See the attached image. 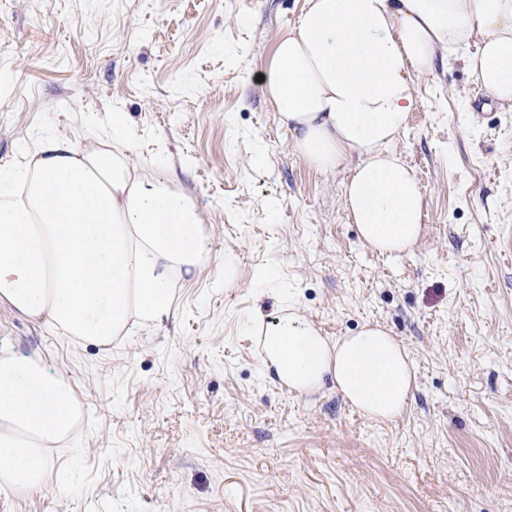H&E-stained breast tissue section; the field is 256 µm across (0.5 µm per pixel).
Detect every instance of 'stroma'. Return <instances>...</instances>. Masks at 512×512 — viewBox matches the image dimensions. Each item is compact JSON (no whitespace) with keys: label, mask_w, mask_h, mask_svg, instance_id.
I'll list each match as a JSON object with an SVG mask.
<instances>
[{"label":"stroma","mask_w":512,"mask_h":512,"mask_svg":"<svg viewBox=\"0 0 512 512\" xmlns=\"http://www.w3.org/2000/svg\"><path fill=\"white\" fill-rule=\"evenodd\" d=\"M303 4L0 0V168L124 113L210 241L170 321L107 351L0 307V342L66 372L83 411L53 452L61 487L0 491V512H512V105L460 60L417 80L393 148L423 233L378 255L344 208L347 165L300 159L256 82ZM292 307L331 342L368 322L397 336L404 414L372 421L332 381L289 395L267 377L247 338Z\"/></svg>","instance_id":"1"}]
</instances>
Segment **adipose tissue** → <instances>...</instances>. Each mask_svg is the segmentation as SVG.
<instances>
[{"label": "adipose tissue", "instance_id": "ef3b65f1", "mask_svg": "<svg viewBox=\"0 0 512 512\" xmlns=\"http://www.w3.org/2000/svg\"><path fill=\"white\" fill-rule=\"evenodd\" d=\"M462 55L475 82L512 103V0H305L261 86L296 154L332 171L358 162L343 201L378 254L418 242L415 172L393 145L416 107L415 82ZM139 135L114 115L112 135L80 145L48 133L0 169V304L105 348L133 324L159 326L177 277L209 254L204 218L161 159L136 160ZM262 368L304 395L332 378L367 418L405 411L414 381L406 348L382 325L328 343L298 311L266 329ZM78 410L69 378L37 354L0 353V490L18 498L54 483L52 450Z\"/></svg>", "mask_w": 512, "mask_h": 512}]
</instances>
